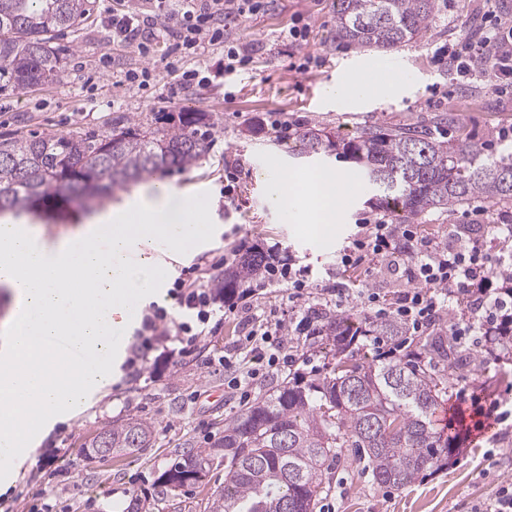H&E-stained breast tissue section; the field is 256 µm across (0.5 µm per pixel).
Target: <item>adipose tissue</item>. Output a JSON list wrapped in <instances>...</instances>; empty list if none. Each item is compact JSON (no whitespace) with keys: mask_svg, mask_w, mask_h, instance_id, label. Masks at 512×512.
<instances>
[{"mask_svg":"<svg viewBox=\"0 0 512 512\" xmlns=\"http://www.w3.org/2000/svg\"><path fill=\"white\" fill-rule=\"evenodd\" d=\"M267 183L273 211L290 222L310 221L312 233L325 238L335 233L337 201L352 190L333 170L302 179L274 169ZM208 211L202 196L155 180L53 241L42 225L0 221V289L10 300L0 322V437L15 442L0 457V490L10 487L29 447L109 386L111 336L127 329L141 304L165 302L176 264L211 238ZM61 336L90 364L71 366L53 353Z\"/></svg>","mask_w":512,"mask_h":512,"instance_id":"adipose-tissue-1","label":"adipose tissue"}]
</instances>
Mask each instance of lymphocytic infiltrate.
Wrapping results in <instances>:
<instances>
[{
    "instance_id": "lymphocytic-infiltrate-1",
    "label": "lymphocytic infiltrate",
    "mask_w": 512,
    "mask_h": 512,
    "mask_svg": "<svg viewBox=\"0 0 512 512\" xmlns=\"http://www.w3.org/2000/svg\"><path fill=\"white\" fill-rule=\"evenodd\" d=\"M266 0H181V11L175 17V30L157 28L152 17L127 9L113 12L107 18L112 39L119 43H136L140 54L153 58L157 45L167 36H174V51L200 54L208 46H224V71L232 73L245 64L247 55L240 53L233 43L224 39V33L242 12L257 13ZM438 63L448 68L450 79L469 84L474 77L491 70L490 89L499 96L512 92V22L504 20L497 9H488L480 26L449 40L436 50ZM410 258L413 269L412 285L400 292L393 307L381 305L377 293H369L365 306L369 316L383 318L389 315L403 321L413 333H423L441 320L444 313H452L450 333L464 348L480 347V332H492L500 323L512 317V301L504 299L494 286L503 271L512 270V259L490 258L483 253L477 240L466 235L451 243L426 240L418 236L413 225L390 224L379 220L364 225L362 233L344 253L346 265H362L377 258L389 256ZM186 318L177 325L180 335L196 339L205 335L212 318L218 317L217 306L222 298L211 286L200 288L176 287L172 291ZM465 294L475 297L479 316L452 312L453 297ZM283 323L265 331L262 336H247L250 368L245 377H237L236 364L225 361L224 369L232 373L233 385H241L243 378L254 379L282 367L294 359L282 337Z\"/></svg>"
}]
</instances>
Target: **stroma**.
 <instances>
[{
    "label": "stroma",
    "mask_w": 512,
    "mask_h": 512,
    "mask_svg": "<svg viewBox=\"0 0 512 512\" xmlns=\"http://www.w3.org/2000/svg\"><path fill=\"white\" fill-rule=\"evenodd\" d=\"M88 4L87 20L57 39L65 49L62 78L19 95L0 93V134L106 130L119 115L138 120L155 112L211 116L209 151L186 168L161 172L173 188L203 194L211 204V221L219 226L205 248L178 265L177 275L184 279L209 280L215 268L234 265L245 249L257 246L275 254L281 267L309 270V305L335 302L337 287L350 291L347 314L364 311L362 296L368 292L394 302L408 285L409 259L392 257L355 269L340 262L360 232V219L384 215L368 203L373 188L351 161L301 155L299 134L316 126L348 138L365 128L409 124L440 137L448 128L436 119L451 115L484 152L499 153L503 146L494 132L512 123V95L493 96L483 81L455 84L433 61L436 48L457 35L462 22L479 23L486 0H436L425 40L394 52L406 80L374 82L369 96L350 102L329 99L326 87L343 83L378 53L337 42L334 0H273L268 11L239 17L229 34L248 50V67L229 79L191 87L173 103L161 99L157 87L125 82V73L147 67L148 61L134 47L113 45L99 23L101 0ZM297 19L308 26L298 47L281 38ZM277 120L291 124L288 138L274 129ZM273 166L301 174L333 169L351 177L355 188L339 202L331 239L316 238L307 225L284 222L268 208L266 173ZM289 293L287 280L272 277L251 293L234 296L236 310L221 328L184 355H169L160 345L146 350L137 374L126 362L132 346L141 342V323L133 321L111 385L35 448L14 485L0 493V512H124L135 497L147 501L150 512H209L212 496L224 487L223 466L211 468L204 487L171 494L158 487L157 478L184 449L208 447L225 420L243 410L240 392L229 386L219 359L241 348L249 332L263 333L277 319L291 321ZM482 377L489 390L477 388L468 374L451 373V406L467 412L512 407V375H501L491 362ZM130 417L152 423L153 447L114 460H88L86 445L113 422ZM462 438L447 466L398 489L374 484L361 465L338 461L331 490L315 512H475L512 483V426L496 423Z\"/></svg>",
    "instance_id": "obj_1"
}]
</instances>
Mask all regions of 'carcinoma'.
<instances>
[{
	"label": "carcinoma",
	"instance_id": "cac0c4a2",
	"mask_svg": "<svg viewBox=\"0 0 512 512\" xmlns=\"http://www.w3.org/2000/svg\"><path fill=\"white\" fill-rule=\"evenodd\" d=\"M435 0H336V39L359 49L392 51L429 30ZM86 0H0V90L23 92L61 74L54 40L80 25ZM214 124L203 112L161 115L152 122L127 116L105 132L50 136L0 135V216H20L28 205L57 193L89 207L100 188L122 186L161 169L185 168L212 145ZM309 156L339 151L366 172L379 194L369 203L401 224H415L431 209H452L475 199L512 203V156L476 149L464 131L448 140L410 125L364 130L336 140L311 127L300 136ZM267 268L255 250L243 255L214 287L233 295ZM320 345L329 347L327 370L306 380L285 377L260 394L208 448L189 451L158 478L172 491L202 483L217 461L224 491L210 512H314L329 485L330 463L347 453L374 483L403 487L426 470L437 471L459 450L456 436L438 431L433 414L451 389L448 370L481 374L485 357L457 346L448 327L423 336L390 315L373 320L326 313ZM368 336L403 345V354L369 362L357 358ZM489 355L512 363V321L488 337ZM153 426L128 418L94 437L88 455L101 460L151 446Z\"/></svg>",
	"mask_w": 512,
	"mask_h": 512
}]
</instances>
